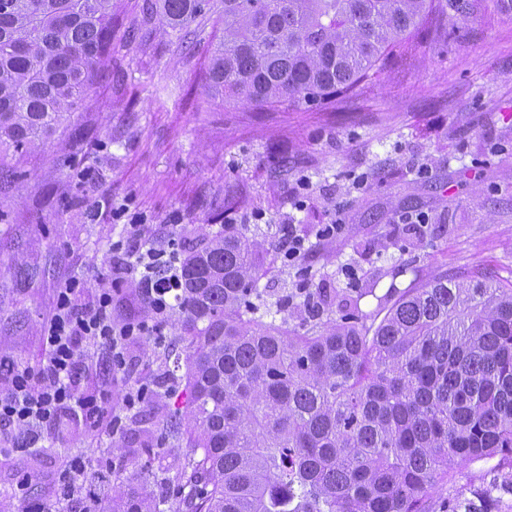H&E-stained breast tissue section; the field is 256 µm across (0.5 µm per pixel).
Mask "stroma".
<instances>
[{
	"label": "stroma",
	"mask_w": 512,
	"mask_h": 512,
	"mask_svg": "<svg viewBox=\"0 0 512 512\" xmlns=\"http://www.w3.org/2000/svg\"><path fill=\"white\" fill-rule=\"evenodd\" d=\"M143 0H112V61L46 145L0 155V354L21 368L44 357V323L65 281L79 280V304L112 290L117 321L144 317L136 278L112 287L114 242L150 247L169 238L205 245L224 225L258 235L268 301L296 289L324 293L323 320L357 306L365 322L386 313L389 288L479 269L512 282V0H467L450 36L417 31L371 70L360 90L320 107L207 100V53L224 23L200 43L179 44L144 16ZM341 224L325 238L326 224ZM292 225L304 250L283 260L279 229ZM162 339L131 342L112 381L115 434L85 424L50 434L43 446L0 454V505L30 474L31 498L50 512H86L84 492L102 501L129 486L176 476V452L162 430L174 398L150 395L134 408L126 394L154 386ZM79 453L80 492L61 497L58 472ZM111 458L108 481L99 462ZM490 494L512 512V467L456 465L431 490L429 512H446L455 490Z\"/></svg>",
	"instance_id": "1"
}]
</instances>
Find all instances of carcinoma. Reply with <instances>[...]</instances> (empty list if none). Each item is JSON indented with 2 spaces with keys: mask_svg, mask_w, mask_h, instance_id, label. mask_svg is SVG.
Segmentation results:
<instances>
[{
  "mask_svg": "<svg viewBox=\"0 0 512 512\" xmlns=\"http://www.w3.org/2000/svg\"><path fill=\"white\" fill-rule=\"evenodd\" d=\"M185 40L213 14L207 83L225 103L321 106L355 91L429 21L466 17L450 0H145ZM112 0H0V151L48 139L110 62ZM185 369L167 438L178 459L177 512H428L459 462L512 463V283L471 271L400 292L378 324L354 312L318 323L305 289L276 309L258 287L256 240L224 226L182 250ZM314 322L276 314L294 299ZM163 492L131 487L108 512H159Z\"/></svg>",
  "mask_w": 512,
  "mask_h": 512,
  "instance_id": "cac0c4a2",
  "label": "carcinoma"
}]
</instances>
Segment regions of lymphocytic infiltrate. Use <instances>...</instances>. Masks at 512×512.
Returning a JSON list of instances; mask_svg holds the SVG:
<instances>
[{"mask_svg": "<svg viewBox=\"0 0 512 512\" xmlns=\"http://www.w3.org/2000/svg\"><path fill=\"white\" fill-rule=\"evenodd\" d=\"M153 250L141 253L126 252L124 258L112 265L113 283H121L128 276L138 275V286L147 300L152 324L120 323L112 317V294L100 292L92 305L76 303L75 283L59 289L54 312L42 336L46 356L37 370L22 369L9 358L0 356V429L17 428L20 440L13 449L24 452L43 442L64 412L81 415L87 428L94 433L114 431L117 421L108 406L110 392L89 395L77 384L81 366L79 341L96 348L98 363L105 372L117 373L125 369L126 348L138 336L160 335V326L172 310L168 291L152 275Z\"/></svg>", "mask_w": 512, "mask_h": 512, "instance_id": "lymphocytic-infiltrate-1", "label": "lymphocytic infiltrate"}]
</instances>
